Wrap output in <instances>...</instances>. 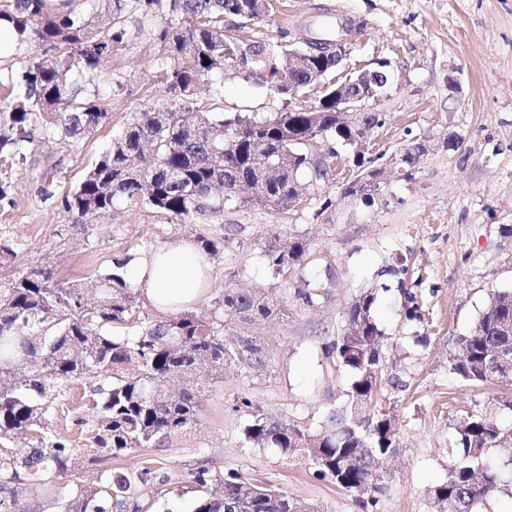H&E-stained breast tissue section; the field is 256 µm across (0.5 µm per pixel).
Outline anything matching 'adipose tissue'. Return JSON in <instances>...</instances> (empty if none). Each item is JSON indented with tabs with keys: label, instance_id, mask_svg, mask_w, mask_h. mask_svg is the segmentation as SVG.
<instances>
[{
	"label": "adipose tissue",
	"instance_id": "adipose-tissue-1",
	"mask_svg": "<svg viewBox=\"0 0 512 512\" xmlns=\"http://www.w3.org/2000/svg\"><path fill=\"white\" fill-rule=\"evenodd\" d=\"M129 269L153 306L164 312L187 308L202 291L204 260L190 243L137 257Z\"/></svg>",
	"mask_w": 512,
	"mask_h": 512
}]
</instances>
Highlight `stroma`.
I'll use <instances>...</instances> for the list:
<instances>
[{"instance_id":"obj_1","label":"stroma","mask_w":512,"mask_h":512,"mask_svg":"<svg viewBox=\"0 0 512 512\" xmlns=\"http://www.w3.org/2000/svg\"><path fill=\"white\" fill-rule=\"evenodd\" d=\"M337 20L363 22L354 38V63L389 59L396 76L381 109L386 125L375 147L394 150L404 130L429 135L436 146L420 158L414 177L389 186L391 203L375 211H351L339 204L325 212L310 205L287 214L258 208L225 207L217 218L173 223L147 207L117 205L110 219L82 227L64 211L63 193L111 144L132 112L159 95L156 51L146 41L116 52L100 67L98 92L110 114L107 127L70 146L46 142L23 161L0 164V233L19 247L22 269L48 267L71 282L106 271L126 249L145 254L197 237L224 235L223 250L209 260L208 286L192 309H211L229 280L274 289L288 304L287 319L270 324L229 320L226 331L260 341L261 371L225 370L206 398L197 423L163 448H140L92 463L81 453L72 461L82 485L101 469L132 473L153 460L147 482H133L125 512L153 506L155 512H189L197 497L192 478L238 472L323 512H365L355 493L316 474L308 457L284 460L273 449L249 447L243 417L234 412L246 396L267 412L318 429L327 412L342 405L349 375L327 363L324 344L343 321L347 303L366 288L379 287L374 317L384 330L383 356L389 373L407 390L384 387L379 402L389 407L400 448L387 463L390 490L378 512H435L432 488L448 474V444L457 418L452 403L483 405L487 391L462 383L448 372L484 310L491 291L512 290V0H272L256 40L274 42L278 28L313 22L319 8ZM462 86L448 96V74ZM217 112H275L285 100L239 76L216 79ZM464 138L458 151L444 148L448 133ZM301 236L311 252L330 263L337 285L319 305L297 295V275L272 278L263 254L268 245ZM405 258L418 275L415 293L424 301L423 321L408 319L396 279L384 269Z\"/></svg>"}]
</instances>
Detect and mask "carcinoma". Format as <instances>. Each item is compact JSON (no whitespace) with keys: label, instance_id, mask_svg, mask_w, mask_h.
I'll return each instance as SVG.
<instances>
[{"label":"carcinoma","instance_id":"1","mask_svg":"<svg viewBox=\"0 0 512 512\" xmlns=\"http://www.w3.org/2000/svg\"><path fill=\"white\" fill-rule=\"evenodd\" d=\"M0 0V22L10 24L19 44L38 53L20 62L19 92L0 101V154L23 161L37 141L77 144L109 123L98 91L89 85L103 60L131 42H153L162 74L161 95L132 114L111 146L86 170L78 186L64 192L61 204L82 223L112 217L119 201L145 205L172 221L187 223L225 206L260 208L272 213L296 211L304 187L309 201L325 211L336 205L330 170L311 169L306 151L318 140L336 159L352 151L351 142L370 126L386 123L384 112H367L360 125L340 124L336 100L321 92L320 111L286 108L261 117L243 112L214 115L198 99L204 80L232 69L268 71L266 86L278 83L288 96V81L322 83L336 76V60L323 49L339 30L315 35L321 52L307 65L288 70L294 31L279 30L276 42L245 38L253 30L260 0ZM417 141L352 156V169L376 202L388 194L377 167L392 161L401 176L429 152ZM226 237L200 236L207 256L220 254ZM136 253L112 261V270L88 282H59L47 268L16 270L0 277V512H17L16 484H69L71 460L84 451L116 457L137 448H158L196 424L202 400L220 382L224 366L262 367V348L253 339L224 333V316L256 322L285 318L288 305L266 288H247L233 280L208 312L183 309L165 319L151 317L126 278ZM14 241L0 237V269L16 264ZM273 278L298 271V290L312 306L323 297L326 267L311 256L306 239L293 237L264 250ZM377 289L369 288L344 312L336 340L324 357L346 369L352 381L345 405L324 415L310 434L302 423L267 414L248 398L237 401L243 435L252 448H274L286 459L319 450L316 474L356 493L374 508L390 489L380 474L382 460L396 454L390 411L374 401L385 364L384 332L373 307ZM461 353L448 358V371L477 388L491 383L487 352L502 355V374H512V291H496L472 330L458 339ZM512 411V395L491 396L482 408L458 409L453 447L455 461L434 490L436 512H476L483 498L500 485L486 463L504 436L499 411ZM71 437L58 431L68 421ZM201 487L193 512H320L287 494L230 472L217 479L203 469L194 476ZM131 487L126 475L103 473L92 487L56 496V512H120Z\"/></svg>","mask_w":512,"mask_h":512}]
</instances>
